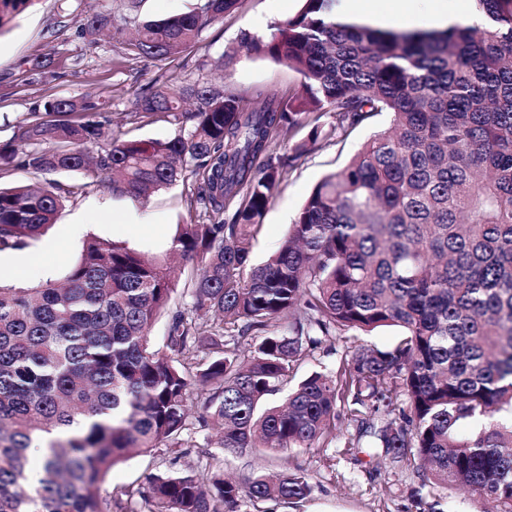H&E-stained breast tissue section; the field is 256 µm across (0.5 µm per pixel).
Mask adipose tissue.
<instances>
[{"mask_svg":"<svg viewBox=\"0 0 512 512\" xmlns=\"http://www.w3.org/2000/svg\"><path fill=\"white\" fill-rule=\"evenodd\" d=\"M405 10L408 19H422L436 27H446L469 19L478 21L477 13H463L459 0H392L382 5L381 0H341V11L347 16H361L384 23L393 18L396 11Z\"/></svg>","mask_w":512,"mask_h":512,"instance_id":"obj_1","label":"adipose tissue"}]
</instances>
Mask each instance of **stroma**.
I'll list each match as a JSON object with an SVG mask.
<instances>
[{"mask_svg":"<svg viewBox=\"0 0 512 512\" xmlns=\"http://www.w3.org/2000/svg\"><path fill=\"white\" fill-rule=\"evenodd\" d=\"M204 0H33L23 12L0 28V139L10 138L14 127L50 97L85 93L106 101L113 130L131 139L166 140L179 135L178 127L159 120L131 117L135 91L171 79L189 84L229 88L253 97L269 89L297 87L299 75L271 58L240 45L242 32L263 34L270 26L295 16L301 0H243L242 7L202 29L191 52L166 61L129 56L123 39L145 20L198 11ZM102 13L109 33L97 45H88L81 31L87 17ZM389 121L387 113L353 129L340 143L314 147L294 155L295 145L307 139L299 129L273 145L274 157L289 158L259 233L252 242L254 260H263L286 237L289 226L314 186L341 168L361 144ZM75 193L58 213L46 235L29 252L47 268L52 280L63 279L81 258L87 237L124 242L149 255L165 254L178 225L189 223V185L176 183L138 203L113 195L99 178L77 172L54 174ZM82 222L83 237L68 239L69 224ZM197 445L171 452L165 449L141 454L116 465L101 485L103 498L121 500L124 489L144 482L146 476L180 471L206 462L215 455L227 476L245 480L257 469L253 455H238L213 448L207 430H198ZM290 464L301 465L309 475L312 492L301 507L276 502L273 512H417L410 497L419 479L405 466L373 457L369 448L351 449L329 458L317 448H297Z\"/></svg>","mask_w":512,"mask_h":512,"instance_id":"obj_1","label":"stroma"}]
</instances>
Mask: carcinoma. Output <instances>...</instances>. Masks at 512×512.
Returning <instances> with one entry per match:
<instances>
[{"label": "carcinoma", "mask_w": 512, "mask_h": 512, "mask_svg": "<svg viewBox=\"0 0 512 512\" xmlns=\"http://www.w3.org/2000/svg\"><path fill=\"white\" fill-rule=\"evenodd\" d=\"M30 2L0 0V28ZM240 2L144 21L124 49L177 57ZM474 4L484 24L439 31L347 22L336 0H303L269 33L241 35L300 75L287 93L248 99L179 81L134 93L132 117L191 123L170 140L112 133L92 96L49 98L0 141V175L86 171L137 202L191 178L199 209L172 239L170 253L192 263L191 305L172 314L163 349L150 332L176 291L165 258L92 237L61 284L0 276V512H112L107 473L194 446L196 424L225 450L265 458L368 437L420 487L512 512V0ZM107 24L87 20L89 44ZM380 112L388 126L317 183L278 249L253 264L285 173L270 147L303 127L313 146L340 142ZM72 194L0 186V253L30 247ZM385 326L401 330L390 347L348 346L336 368L295 380L322 339ZM285 388L283 404L262 406ZM310 492L299 466L244 482L205 467L128 487L135 507L123 512H239Z\"/></svg>", "instance_id": "cac0c4a2"}]
</instances>
